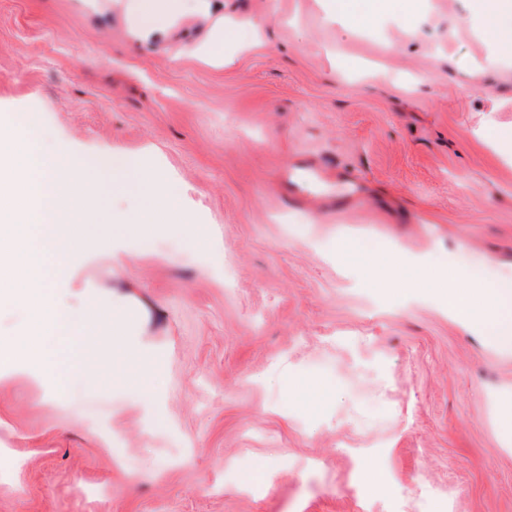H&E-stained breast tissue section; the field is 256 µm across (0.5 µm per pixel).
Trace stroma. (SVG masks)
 I'll return each mask as SVG.
<instances>
[{
    "mask_svg": "<svg viewBox=\"0 0 512 512\" xmlns=\"http://www.w3.org/2000/svg\"><path fill=\"white\" fill-rule=\"evenodd\" d=\"M473 5L201 0L143 39L123 0H0V117L161 170L194 218L72 273L141 355L64 390L0 360V512H512V356L431 297L441 254L512 283V165L485 144L512 148V55ZM320 157L360 197L281 203ZM323 171L321 165L301 160L293 164L284 174L285 194L290 200L305 199L310 196L308 188Z\"/></svg>",
    "mask_w": 512,
    "mask_h": 512,
    "instance_id": "35a3bbf8",
    "label": "stroma"
}]
</instances>
